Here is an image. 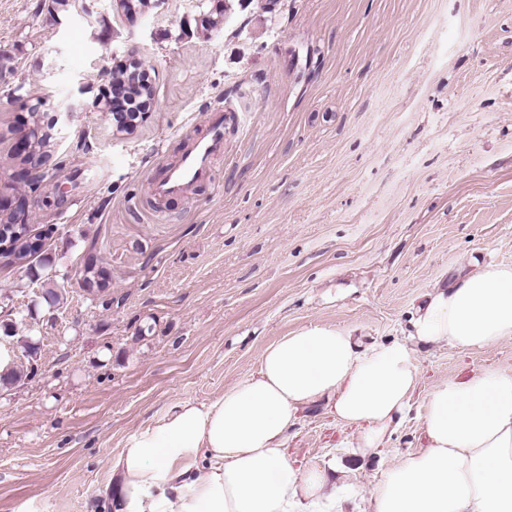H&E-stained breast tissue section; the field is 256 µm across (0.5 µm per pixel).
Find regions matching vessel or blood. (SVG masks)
Here are the masks:
<instances>
[{
  "mask_svg": "<svg viewBox=\"0 0 512 512\" xmlns=\"http://www.w3.org/2000/svg\"><path fill=\"white\" fill-rule=\"evenodd\" d=\"M242 120V115L234 110L224 107L212 109L208 114L205 134L188 140L180 158L166 165L162 175L154 182V197L170 202L197 186L211 183L213 164L224 152L226 127Z\"/></svg>",
  "mask_w": 512,
  "mask_h": 512,
  "instance_id": "1",
  "label": "vessel or blood"
}]
</instances>
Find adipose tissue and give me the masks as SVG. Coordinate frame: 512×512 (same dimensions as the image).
I'll list each match as a JSON object with an SVG mask.
<instances>
[{"instance_id": "adipose-tissue-1", "label": "adipose tissue", "mask_w": 512, "mask_h": 512, "mask_svg": "<svg viewBox=\"0 0 512 512\" xmlns=\"http://www.w3.org/2000/svg\"><path fill=\"white\" fill-rule=\"evenodd\" d=\"M512 338V264L466 261L428 294L402 340L314 325L280 337L223 395L184 400L137 431L112 460L107 512H346L353 470L336 457L305 471L288 432L323 400L357 427L364 458L406 419L419 383L416 346L483 349ZM426 445L375 480L371 512H512V372L441 385L423 414Z\"/></svg>"}]
</instances>
